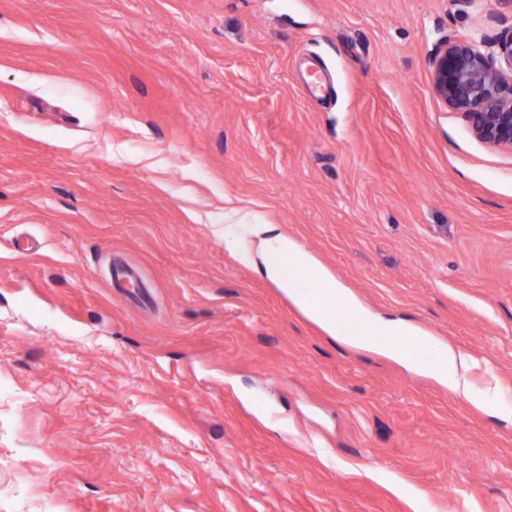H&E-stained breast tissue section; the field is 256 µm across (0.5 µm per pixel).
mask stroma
<instances>
[{"mask_svg": "<svg viewBox=\"0 0 512 512\" xmlns=\"http://www.w3.org/2000/svg\"><path fill=\"white\" fill-rule=\"evenodd\" d=\"M510 32L512 0H0V512H512V419L235 246L276 225L512 407V152L429 66Z\"/></svg>", "mask_w": 512, "mask_h": 512, "instance_id": "1", "label": "stroma"}]
</instances>
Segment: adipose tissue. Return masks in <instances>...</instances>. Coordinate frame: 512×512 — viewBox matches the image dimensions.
I'll return each mask as SVG.
<instances>
[{
  "label": "adipose tissue",
  "instance_id": "obj_1",
  "mask_svg": "<svg viewBox=\"0 0 512 512\" xmlns=\"http://www.w3.org/2000/svg\"><path fill=\"white\" fill-rule=\"evenodd\" d=\"M242 247L251 262L255 263L257 271L279 288L307 317L318 322L329 336L357 348H368L404 362L409 361V354L398 346L397 341L415 335V328L404 322L386 321L359 312L355 318L361 326L360 332L355 335L346 332L335 319L324 313L326 307L335 306L337 301L345 299L342 286L331 276L319 275V298L311 300L309 293L301 286V276L313 270L314 264L308 254L297 249L287 236L278 233L274 225H248ZM473 365V360L466 353L443 346L435 348L431 359L419 362L418 368L447 382L479 409L503 410V403L475 389L469 378Z\"/></svg>",
  "mask_w": 512,
  "mask_h": 512
}]
</instances>
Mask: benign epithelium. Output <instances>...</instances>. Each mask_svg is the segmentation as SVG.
<instances>
[{
    "label": "benign epithelium",
    "mask_w": 512,
    "mask_h": 512,
    "mask_svg": "<svg viewBox=\"0 0 512 512\" xmlns=\"http://www.w3.org/2000/svg\"><path fill=\"white\" fill-rule=\"evenodd\" d=\"M497 46L493 58L467 39L443 41L430 56L432 88L479 141L512 151V32Z\"/></svg>",
    "instance_id": "benign-epithelium-1"
}]
</instances>
